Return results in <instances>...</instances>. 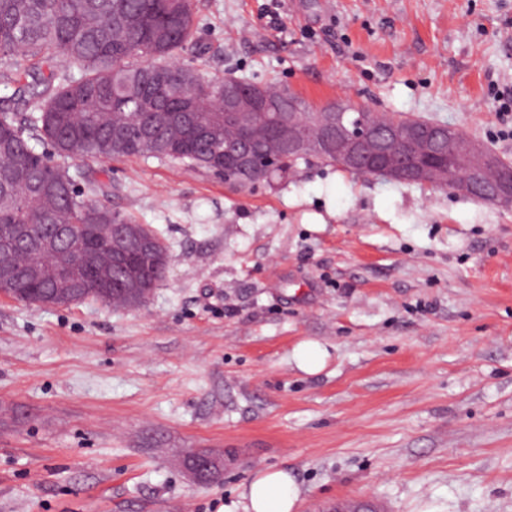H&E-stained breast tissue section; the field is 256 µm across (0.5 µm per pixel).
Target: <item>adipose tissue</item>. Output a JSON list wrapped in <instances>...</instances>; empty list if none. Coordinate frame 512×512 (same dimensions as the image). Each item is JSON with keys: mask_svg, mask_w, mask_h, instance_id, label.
Instances as JSON below:
<instances>
[{"mask_svg": "<svg viewBox=\"0 0 512 512\" xmlns=\"http://www.w3.org/2000/svg\"><path fill=\"white\" fill-rule=\"evenodd\" d=\"M300 495L288 470L265 469L243 486L239 505L242 512H297Z\"/></svg>", "mask_w": 512, "mask_h": 512, "instance_id": "1", "label": "adipose tissue"}]
</instances>
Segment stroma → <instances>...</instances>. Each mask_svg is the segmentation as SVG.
<instances>
[{
  "mask_svg": "<svg viewBox=\"0 0 512 512\" xmlns=\"http://www.w3.org/2000/svg\"><path fill=\"white\" fill-rule=\"evenodd\" d=\"M196 23L179 62L203 76L445 123L512 165V0H197ZM67 165L171 264L139 308L0 300V512H232L267 468L299 512H512V207L327 164L246 191ZM201 448L235 460L195 482ZM327 357V350L313 340L299 342L292 352L297 368L309 375L320 373L325 368Z\"/></svg>",
  "mask_w": 512,
  "mask_h": 512,
  "instance_id": "35a3bbf8",
  "label": "stroma"
}]
</instances>
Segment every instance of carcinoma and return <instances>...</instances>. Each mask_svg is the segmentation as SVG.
<instances>
[{"instance_id": "cac0c4a2", "label": "carcinoma", "mask_w": 512, "mask_h": 512, "mask_svg": "<svg viewBox=\"0 0 512 512\" xmlns=\"http://www.w3.org/2000/svg\"><path fill=\"white\" fill-rule=\"evenodd\" d=\"M194 0H0V60L23 56L31 63L29 97L17 106L31 110L29 123L13 109H0V252L12 258L16 299L45 304L56 293L50 281L29 277L30 267L56 255L29 244L48 226L64 230L61 249L71 259L70 280L81 297L140 307L148 295L128 280L125 269L106 275L82 259L111 249L97 224H129L131 215L112 211L79 191L69 168L53 165L31 141L60 156L83 160L126 157L170 159L209 171L224 165V146L236 135L224 127V85L241 96L260 95L283 104L279 112L255 117L259 133L247 143L257 159L270 149L268 134L292 120L317 139L321 126L300 111L291 90L237 77L204 78L176 57L193 45ZM338 164L333 156L283 153L271 172L256 180L288 176L300 162ZM153 250L137 251L131 263L141 278L157 284L170 256L156 233Z\"/></svg>"}]
</instances>
